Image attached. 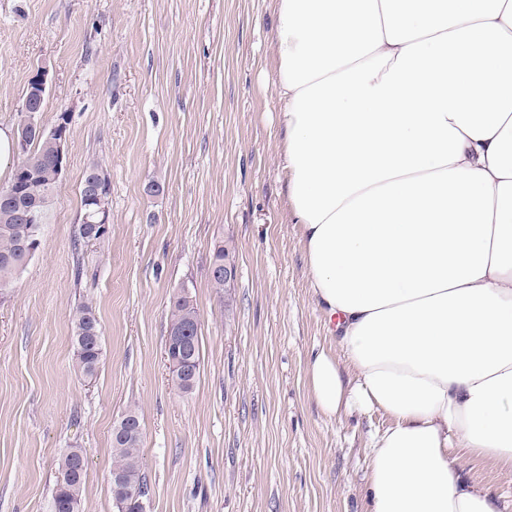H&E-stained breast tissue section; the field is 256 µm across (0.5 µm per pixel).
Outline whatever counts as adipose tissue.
<instances>
[{
  "label": "adipose tissue",
  "mask_w": 512,
  "mask_h": 512,
  "mask_svg": "<svg viewBox=\"0 0 512 512\" xmlns=\"http://www.w3.org/2000/svg\"><path fill=\"white\" fill-rule=\"evenodd\" d=\"M286 198L341 357L319 409L377 411L368 512H497L512 471V0H277ZM462 467L468 480L486 488L496 498L499 511L512 512V472L478 459H467Z\"/></svg>",
  "instance_id": "ef3b65f1"
}]
</instances>
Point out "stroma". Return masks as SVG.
<instances>
[{"instance_id":"obj_1","label":"stroma","mask_w":512,"mask_h":512,"mask_svg":"<svg viewBox=\"0 0 512 512\" xmlns=\"http://www.w3.org/2000/svg\"><path fill=\"white\" fill-rule=\"evenodd\" d=\"M275 0H0V127L46 66L40 119L67 113L66 167L38 252L0 301V512H50L61 453L88 466L81 512H116L112 426L143 422L147 512H366L382 413L325 416L308 363L339 355L285 203ZM111 183L106 238L75 248L91 161ZM235 246L227 295L208 278ZM201 316L199 379L172 383L169 301ZM104 333L93 380L72 369L70 316ZM512 512V472L462 464Z\"/></svg>"}]
</instances>
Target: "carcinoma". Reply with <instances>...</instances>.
<instances>
[{
  "mask_svg": "<svg viewBox=\"0 0 512 512\" xmlns=\"http://www.w3.org/2000/svg\"><path fill=\"white\" fill-rule=\"evenodd\" d=\"M26 147L18 154L21 161L14 167L9 185L23 190L0 202V290L8 288L30 262L27 245L41 237V224H33L25 215L34 206L35 198L53 197L58 185L54 162V146L47 135L35 130H25ZM200 315L189 297H173L167 340L179 334L191 353L192 368L172 376L174 386L182 392L193 390L200 374V343L198 334ZM74 343L73 370L86 380L96 377L103 358V332L92 305L83 302L71 316ZM124 413L131 420L127 428L114 433L112 444V472L121 475L128 483L148 495V483L143 471L141 447L143 431L138 407L128 406ZM87 470L82 449L70 448L58 464V474L64 480L56 482L52 492L51 512H72L73 505L81 503Z\"/></svg>",
  "mask_w": 512,
  "mask_h": 512,
  "instance_id": "1",
  "label": "carcinoma"
}]
</instances>
